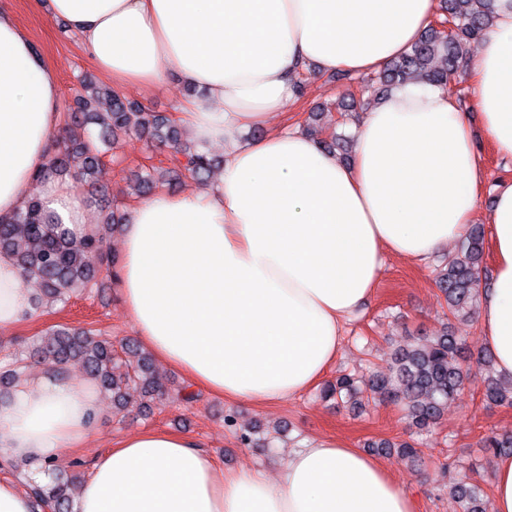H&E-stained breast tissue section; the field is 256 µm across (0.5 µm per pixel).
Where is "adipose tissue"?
Masks as SVG:
<instances>
[{
    "label": "adipose tissue",
    "mask_w": 512,
    "mask_h": 512,
    "mask_svg": "<svg viewBox=\"0 0 512 512\" xmlns=\"http://www.w3.org/2000/svg\"><path fill=\"white\" fill-rule=\"evenodd\" d=\"M77 32L122 89L203 88L183 121L224 161L205 192H160L122 229L117 288L138 342L196 388L269 406L319 385L387 258L420 264L485 216L494 281L478 322L498 376L512 378V182L481 211L471 118L415 81L365 113L340 161L291 123L294 76L376 71L413 45L434 0H32ZM469 61L496 153L512 159V0ZM268 125L260 139L243 130ZM60 126L54 70L0 11V215L37 191L47 215L90 233L85 200L49 169ZM14 257L0 253V332L33 316ZM99 410L92 380L24 378L0 398V458L39 465L84 443ZM74 512H415L383 463L333 436L275 472L218 467L197 438L143 428L96 457Z\"/></svg>",
    "instance_id": "ef3b65f1"
}]
</instances>
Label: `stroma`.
Wrapping results in <instances>:
<instances>
[{"label": "stroma", "mask_w": 512, "mask_h": 512, "mask_svg": "<svg viewBox=\"0 0 512 512\" xmlns=\"http://www.w3.org/2000/svg\"><path fill=\"white\" fill-rule=\"evenodd\" d=\"M0 7L11 12L20 28L32 39L46 62L54 69L61 104H68L81 76H89L97 85L111 86L110 78L101 73L89 58L80 38L59 29L58 21L46 11L33 10L29 0H0ZM360 85L334 74L310 77L306 89L289 106L301 124H308L312 110L322 112L325 131L353 134L354 126L344 123V109L350 95L358 94ZM128 97L155 112L178 117L187 89L178 79H170L160 91H129ZM165 147H151L144 141L125 136L117 148L110 150L95 175L96 186L104 191V200L95 199L91 188L81 187L88 203L91 224L102 221L104 206L128 211L137 203L130 184L141 167L168 161ZM447 254L435 256L429 263L414 266L401 259L388 258L381 273L377 292L363 314L350 323L344 337V353L331 368L327 378L364 372L369 365L386 366L395 347L422 330L449 324L453 335L462 337L469 350L481 345L476 317L449 320L448 307L439 297L432 279L437 268L444 266ZM92 325L111 336L113 341L128 340L133 335L131 323L121 304L111 278L100 279L91 291L71 299L66 307H54L35 313L30 321L1 334L19 344L42 334L49 326ZM483 376L473 377L463 391L448 403L435 433L418 437L423 461L416 467L403 456L396 444L409 436V427L400 406L392 403L369 404L363 410L323 400L319 391L274 406L258 407L247 402L229 403L223 398L201 394L199 400L185 406L171 402L160 408L142 411L137 404L120 408L111 394L101 396L100 420L89 434L83 448L66 455L65 464H78L89 472L96 456L111 448L123 435L144 427L188 432L198 437L211 457L227 469L264 467L275 470L277 462L288 452L302 447L311 438L331 435L354 448H364L371 440L386 439L395 447L381 453L380 459L396 482L414 500L416 512H457L450 488L463 470L474 469L491 486L495 460L480 447L481 439L492 431L512 430V408L486 403ZM234 415L240 425L260 431L280 429L281 436L273 447H243L233 428L224 423L225 415Z\"/></svg>", "instance_id": "obj_1"}]
</instances>
